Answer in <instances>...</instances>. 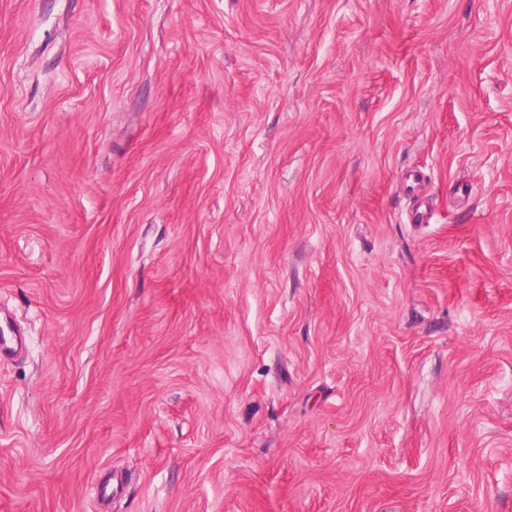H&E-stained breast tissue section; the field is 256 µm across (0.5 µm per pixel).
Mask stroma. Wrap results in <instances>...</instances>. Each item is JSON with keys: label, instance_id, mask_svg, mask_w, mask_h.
<instances>
[{"label": "stroma", "instance_id": "obj_1", "mask_svg": "<svg viewBox=\"0 0 512 512\" xmlns=\"http://www.w3.org/2000/svg\"><path fill=\"white\" fill-rule=\"evenodd\" d=\"M5 315L0 512H512V0H0ZM25 345V336L9 322L0 329V358L16 357Z\"/></svg>", "mask_w": 512, "mask_h": 512}]
</instances>
